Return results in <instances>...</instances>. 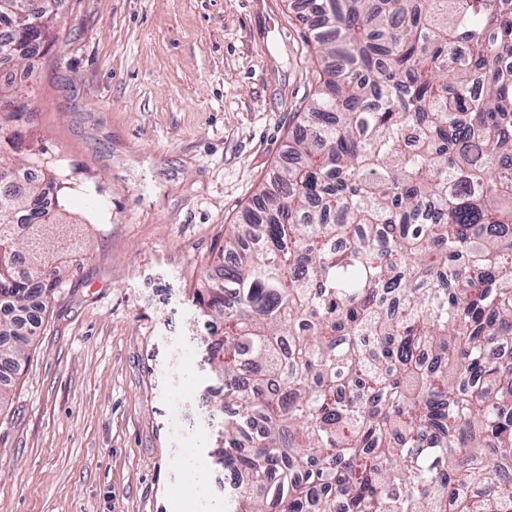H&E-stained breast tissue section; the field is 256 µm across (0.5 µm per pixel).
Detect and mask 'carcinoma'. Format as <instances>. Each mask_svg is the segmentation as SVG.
Wrapping results in <instances>:
<instances>
[{
  "instance_id": "cac0c4a2",
  "label": "carcinoma",
  "mask_w": 512,
  "mask_h": 512,
  "mask_svg": "<svg viewBox=\"0 0 512 512\" xmlns=\"http://www.w3.org/2000/svg\"><path fill=\"white\" fill-rule=\"evenodd\" d=\"M57 2L0 41L40 55ZM307 8L335 66L192 294L222 326L231 512H512V5ZM23 154L0 147V400L77 262Z\"/></svg>"
}]
</instances>
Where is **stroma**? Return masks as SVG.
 I'll use <instances>...</instances> for the list:
<instances>
[{
	"label": "stroma",
	"instance_id": "obj_1",
	"mask_svg": "<svg viewBox=\"0 0 512 512\" xmlns=\"http://www.w3.org/2000/svg\"><path fill=\"white\" fill-rule=\"evenodd\" d=\"M18 130L58 163L81 263L0 406V512L227 504L210 325L191 294L287 155L317 69L303 0H62Z\"/></svg>",
	"mask_w": 512,
	"mask_h": 512
}]
</instances>
